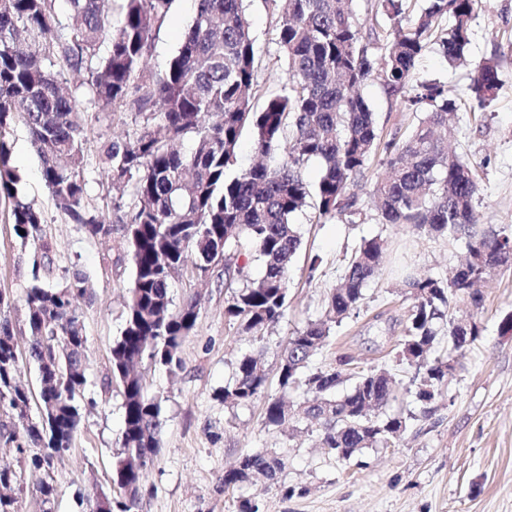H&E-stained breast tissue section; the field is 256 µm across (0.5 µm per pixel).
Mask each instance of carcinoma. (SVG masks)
Returning <instances> with one entry per match:
<instances>
[{"mask_svg": "<svg viewBox=\"0 0 512 512\" xmlns=\"http://www.w3.org/2000/svg\"><path fill=\"white\" fill-rule=\"evenodd\" d=\"M67 2L62 14L58 0H0V200L10 204L14 235L23 243L39 242L44 271L51 274V247L40 235L43 212L27 198L13 165L11 131L18 123L26 127L56 207L89 236L105 238L112 236V226L83 204L89 109L141 118L100 158L108 179L131 188L133 199L122 250L133 261L134 283L124 328L112 344L111 376L102 388L118 382L124 410L112 481L136 488L130 497L108 498V512H136L160 447L161 397L148 393L135 367L148 361L173 374L182 370L180 350L196 326L195 299L172 307L175 277L190 264L207 280L222 262L224 286L241 283L225 301L228 320L246 332L278 323L301 246L295 214L310 204L324 219L361 214L349 186L376 161L384 166L373 188L376 223L464 245L465 258L451 279L404 277L411 308L399 356L414 363L407 392L428 412L455 370L448 360L465 355L482 333L473 316L458 330L450 303L465 296L480 308L474 286L498 269L512 268V225L481 224L474 205L478 167L448 148L455 114L462 108L479 114L495 99L498 59L475 67L464 95L416 73L419 58L434 46L450 64L464 57L482 0H425L413 19L411 0H378L376 13L390 30L372 26L364 33L353 19V0H271L286 83L258 110L255 41L243 0H197L183 40L161 74L147 70L144 57L175 0H115V23L101 0ZM57 64L86 76L88 100L62 88ZM371 77L421 113L404 138L385 139L378 129L359 93ZM245 132L263 161L238 169ZM311 160L322 165L313 185L302 176ZM386 248L379 235L361 239L327 296L323 316L288 337L279 366L281 389L302 391L307 418L321 427L322 447L332 456L341 450L346 462L366 448L393 446L406 430L409 417L386 412L399 399L398 384L385 369L355 370L346 356L316 370L307 363L331 329L360 308ZM254 261L262 265L257 278L249 271ZM86 294L87 279L79 271L56 285L34 276L25 297L30 335L25 350L11 343L8 321H0V449L26 474L20 481L0 470V512H20L28 491L40 499L41 512H55L57 487L43 475L71 449L85 404H94L85 400L88 338L76 305ZM443 331L448 346L438 353L435 344ZM28 359L48 374L46 389L39 391V408L51 409L48 426L32 416L31 391L12 383V364ZM258 361L255 354L239 358L233 381L218 400L236 407L260 397L266 378ZM349 376L354 383L337 394ZM287 418L284 401L266 397L264 427H280ZM284 466L275 452L245 454L238 467L224 472V487L246 483L255 472L271 480Z\"/></svg>", "mask_w": 512, "mask_h": 512, "instance_id": "cac0c4a2", "label": "carcinoma"}]
</instances>
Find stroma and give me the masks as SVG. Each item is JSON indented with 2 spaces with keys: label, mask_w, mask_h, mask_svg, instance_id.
<instances>
[{
  "label": "stroma",
  "mask_w": 512,
  "mask_h": 512,
  "mask_svg": "<svg viewBox=\"0 0 512 512\" xmlns=\"http://www.w3.org/2000/svg\"><path fill=\"white\" fill-rule=\"evenodd\" d=\"M247 16L256 39L257 76L268 92L280 90L284 64L274 43L278 17L267 0H246ZM197 7V0H176L155 33L146 64L164 70L176 52ZM497 57L501 87L480 119L466 110L454 122L458 153L480 168L482 180L476 209L482 223L512 224V0H482L470 28L465 63L454 66L435 49L420 59V77L465 90L473 69ZM360 93L375 115L384 137L410 130L418 122L403 99L389 95L379 81L368 80ZM132 127L131 114L96 113L85 145L84 203L112 226L109 238H92L57 209L40 172L39 158L26 128L11 134L14 164L27 196L41 208V236L51 246L53 277L82 271L89 295L79 300L93 407L84 412L73 445L59 464L56 512H83L80 492L112 493V461L123 428L118 387L103 390L111 373L113 340L124 326L126 303L133 283L130 260H117L123 220L129 219L130 194L113 189L101 171L100 153L113 138ZM375 173L353 186L363 207V223L347 217L326 220L306 209L295 217L301 248L289 271L288 310L283 319L258 334L243 332L224 315L230 291L224 269L216 267L208 282H199L192 267L173 281L174 306L199 299L196 328L182 347L184 368L172 376L164 368L142 364L149 393L161 398L165 422L161 448L149 470L139 512H238L242 498L256 500L260 512H512V336L500 335L501 317L512 311V268L495 271L481 288L483 327L479 343L465 357L437 397L430 415L418 414L410 397H400L392 412H415L401 440L389 448H369L362 465L337 460L320 447L315 423L297 419L293 425L267 429L262 424L263 399L251 405L224 407L218 392L234 376L238 359L258 353L266 374V391L297 399L278 382L280 353L289 336L320 317L326 295L342 276L361 238L382 235L389 252L379 275L365 288L357 313L336 327L312 357L311 367L353 359L358 369H385L407 386L413 368L399 359V343L410 301L400 282L403 271L448 278L460 260V242L428 236L409 228L382 226L372 218ZM321 265L310 272L311 256ZM37 244H21L14 235L8 203L0 201V288L12 298L9 321L19 344L28 340L25 292ZM275 451L285 467L275 480L263 478L234 489L224 486V472L246 453Z\"/></svg>",
  "instance_id": "stroma-1"
}]
</instances>
